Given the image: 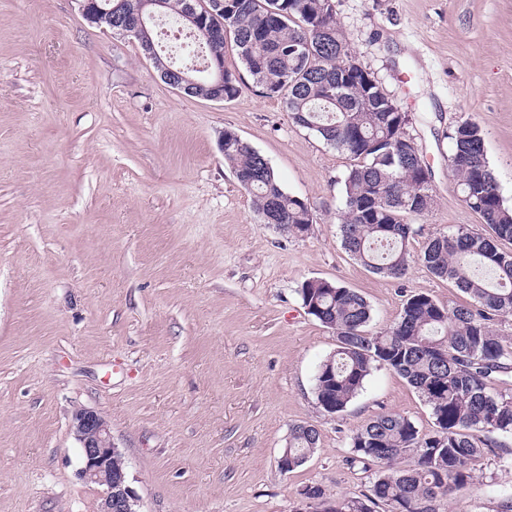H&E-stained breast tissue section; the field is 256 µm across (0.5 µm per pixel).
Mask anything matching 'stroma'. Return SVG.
<instances>
[{"mask_svg":"<svg viewBox=\"0 0 512 512\" xmlns=\"http://www.w3.org/2000/svg\"><path fill=\"white\" fill-rule=\"evenodd\" d=\"M357 61L411 116L434 203L409 217L405 279L341 244L348 157L244 78L209 101L164 83L133 38L89 24L77 0H0V512H99L75 409L103 415L139 512H295L301 489L366 492L350 436L430 406L379 367L351 404L318 408L336 337L298 293L323 278L362 294L379 332L408 295L467 302L418 262L437 232H483L448 170L450 130L479 124L512 208V0H334ZM236 132L305 200L309 234L262 223L220 148ZM315 453L285 473L293 425ZM448 512H505L512 436L494 434Z\"/></svg>","mask_w":512,"mask_h":512,"instance_id":"stroma-1","label":"stroma"}]
</instances>
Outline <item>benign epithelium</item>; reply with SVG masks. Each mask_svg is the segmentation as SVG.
<instances>
[{"label": "benign epithelium", "instance_id": "1", "mask_svg": "<svg viewBox=\"0 0 512 512\" xmlns=\"http://www.w3.org/2000/svg\"><path fill=\"white\" fill-rule=\"evenodd\" d=\"M159 5L160 0H142L132 23V34H148L147 22L155 18L153 8ZM72 429L81 444V477L102 488L99 512H137V498L125 473L112 471V459L120 456V452L112 441L106 419L93 410L81 408L72 416Z\"/></svg>", "mask_w": 512, "mask_h": 512}]
</instances>
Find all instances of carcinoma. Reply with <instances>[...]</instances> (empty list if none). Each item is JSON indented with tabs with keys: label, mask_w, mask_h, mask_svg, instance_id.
Returning a JSON list of instances; mask_svg holds the SVG:
<instances>
[{
	"label": "carcinoma",
	"mask_w": 512,
	"mask_h": 512,
	"mask_svg": "<svg viewBox=\"0 0 512 512\" xmlns=\"http://www.w3.org/2000/svg\"><path fill=\"white\" fill-rule=\"evenodd\" d=\"M162 14L182 19L199 15L202 27L185 32L187 44L224 65L232 41L253 83L285 103L294 124L316 134L352 161L344 178L340 215L342 246L359 264L383 278L403 279L412 256V225L434 203L431 179L421 177L420 150L399 148L409 139L410 119L379 84L345 74L352 52L336 19L333 0H163ZM140 0H112V14L92 24L126 35L125 18ZM162 77L189 68L193 56L175 60L160 52L154 36L135 37ZM239 77L224 69V84L200 79L186 93L232 100ZM453 177L468 206L488 233L460 226L429 238L419 261L437 278L465 293L469 305L444 306L425 293L410 295L400 319L389 329H368L371 308L358 292L326 279L303 282L299 293L307 313L336 334V351L315 378L317 405L329 414L343 411L371 371L386 367L405 379L431 407L435 429L421 432L404 416L386 412L351 436L354 458L378 467L369 492L333 499L320 486L308 497L334 509L314 512H446L448 498L474 478L473 465L489 452L473 432L512 435V338L494 321L512 316V209L505 206L490 168L482 132L465 121L449 134ZM224 160L250 195L254 211L280 231L309 233L308 203L283 189L264 156L232 130L224 131ZM319 433L307 424L292 426L288 457L303 466L315 452Z\"/></svg>",
	"instance_id": "1"
}]
</instances>
